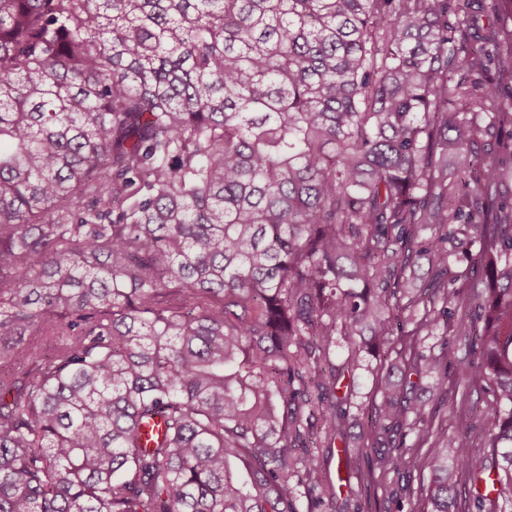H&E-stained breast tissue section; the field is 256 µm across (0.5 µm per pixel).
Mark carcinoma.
<instances>
[{
    "instance_id": "carcinoma-1",
    "label": "carcinoma",
    "mask_w": 512,
    "mask_h": 512,
    "mask_svg": "<svg viewBox=\"0 0 512 512\" xmlns=\"http://www.w3.org/2000/svg\"><path fill=\"white\" fill-rule=\"evenodd\" d=\"M511 20L0 0V512H345L320 457L431 474L355 512H451L450 462L508 512ZM432 375L430 407L411 377ZM477 388L476 467L474 409L451 439L439 413Z\"/></svg>"
}]
</instances>
